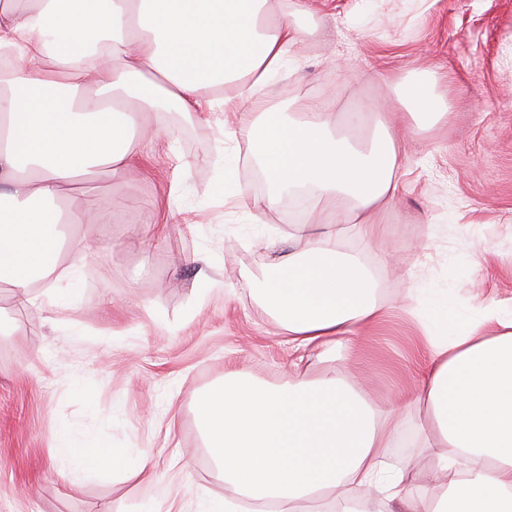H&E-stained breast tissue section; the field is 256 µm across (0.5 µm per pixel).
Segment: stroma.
<instances>
[{"mask_svg": "<svg viewBox=\"0 0 512 512\" xmlns=\"http://www.w3.org/2000/svg\"><path fill=\"white\" fill-rule=\"evenodd\" d=\"M275 16L304 29L287 65L238 111L173 124L168 141L129 175L102 172L88 196L112 198V221L94 228L99 248L60 291L20 306L0 288V512H197L232 491L206 446L198 398L245 368L271 385L343 373L387 407L412 391L426 336L411 288H450V315L476 318L478 303L512 308V0H304ZM436 81L448 112L432 125L402 117L398 89ZM328 102L341 132L367 137L394 126L407 163L392 208L375 215L374 243L329 227V242L372 276L384 310L357 326L352 347L327 359L297 357L255 289L274 253L256 232L281 238L302 216L281 199L261 216L251 200L267 185L248 151L247 121L300 115ZM245 189L225 199L224 164ZM162 239L148 229L159 220ZM143 231L131 240L129 230ZM208 265H199V257ZM219 281L195 290L198 269ZM112 305L93 310L102 296ZM424 408L403 419L391 463L415 464L425 492L429 463L415 436ZM72 428L115 454L147 456L152 481L117 470L72 488L58 475L54 434Z\"/></svg>", "mask_w": 512, "mask_h": 512, "instance_id": "35a3bbf8", "label": "stroma"}]
</instances>
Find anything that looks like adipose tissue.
<instances>
[{
	"mask_svg": "<svg viewBox=\"0 0 512 512\" xmlns=\"http://www.w3.org/2000/svg\"><path fill=\"white\" fill-rule=\"evenodd\" d=\"M268 0H0V284L16 302L52 288L67 227L91 226L95 202L61 206L76 180L100 170L128 173L154 140L135 138L158 108L204 115L215 89L255 88L285 66L300 29L269 22ZM402 97L425 124L448 108L416 82ZM250 155L269 190L255 211L284 193H309V237L301 255H281L257 290L298 351L332 353L381 306L365 270L316 239L317 216L338 222L351 204L350 230L374 239L371 216L398 193L406 150L391 132L372 143L337 137L331 112L292 119L264 114L249 128ZM477 323L446 319L431 337L424 376L402 405L372 407L342 376L272 386L238 370L196 404L211 455L235 499L200 512H356L382 498L409 512H512V313L486 305ZM425 406L431 433L422 450L439 495L427 499L412 475L382 458L404 411ZM59 476L72 487L114 469L143 474L111 449L72 432L57 434Z\"/></svg>",
	"mask_w": 512,
	"mask_h": 512,
	"instance_id": "1",
	"label": "adipose tissue"
}]
</instances>
